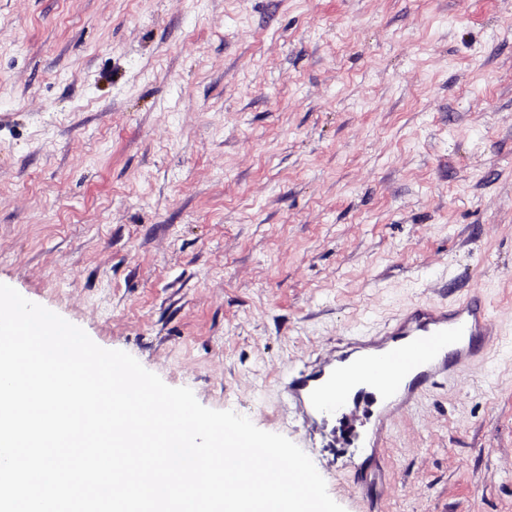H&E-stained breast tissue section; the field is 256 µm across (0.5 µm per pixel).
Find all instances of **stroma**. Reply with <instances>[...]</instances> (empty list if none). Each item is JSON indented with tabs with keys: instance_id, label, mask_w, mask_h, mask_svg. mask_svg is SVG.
I'll list each match as a JSON object with an SVG mask.
<instances>
[{
	"instance_id": "1",
	"label": "stroma",
	"mask_w": 512,
	"mask_h": 512,
	"mask_svg": "<svg viewBox=\"0 0 512 512\" xmlns=\"http://www.w3.org/2000/svg\"><path fill=\"white\" fill-rule=\"evenodd\" d=\"M486 345L325 474L512 512V0H0V283L300 442L283 383L422 303Z\"/></svg>"
}]
</instances>
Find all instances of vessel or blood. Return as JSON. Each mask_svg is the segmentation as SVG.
<instances>
[{"mask_svg":"<svg viewBox=\"0 0 512 512\" xmlns=\"http://www.w3.org/2000/svg\"><path fill=\"white\" fill-rule=\"evenodd\" d=\"M490 320L489 305L476 294L418 305L289 376L287 415L314 435L350 412L358 394L384 407L409 401L437 378L459 374L478 354Z\"/></svg>","mask_w":512,"mask_h":512,"instance_id":"b4317fda","label":"vessel or blood"}]
</instances>
